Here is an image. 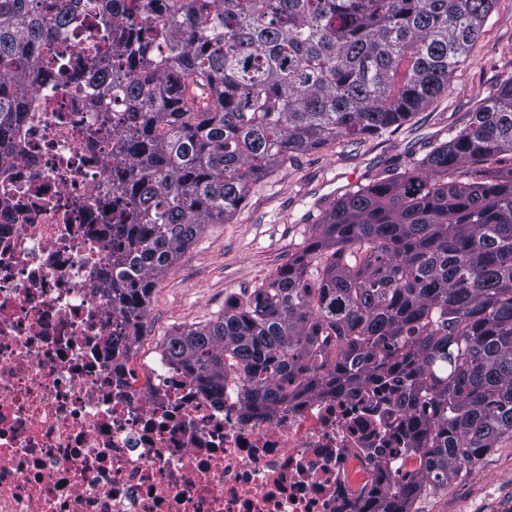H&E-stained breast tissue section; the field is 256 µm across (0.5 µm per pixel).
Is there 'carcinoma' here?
<instances>
[{"label": "carcinoma", "mask_w": 512, "mask_h": 512, "mask_svg": "<svg viewBox=\"0 0 512 512\" xmlns=\"http://www.w3.org/2000/svg\"><path fill=\"white\" fill-rule=\"evenodd\" d=\"M99 2L135 65L111 67L110 84L131 109L114 134L132 159L117 192L134 220L108 235L126 344L202 225L224 223L296 154L401 127L448 86L498 0H131L125 21L124 0ZM83 6L0 0V127L23 111L35 49ZM188 83L211 91L198 94L209 111L187 107ZM507 156L512 80L420 166L339 197L300 255L216 321L169 336L165 354L216 396L238 367L268 406L388 381L423 462L377 512H411L512 440V167L482 169Z\"/></svg>", "instance_id": "carcinoma-1"}]
</instances>
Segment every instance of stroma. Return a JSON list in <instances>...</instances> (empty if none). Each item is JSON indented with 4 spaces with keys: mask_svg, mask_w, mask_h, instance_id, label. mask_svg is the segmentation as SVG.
I'll use <instances>...</instances> for the list:
<instances>
[{
    "mask_svg": "<svg viewBox=\"0 0 512 512\" xmlns=\"http://www.w3.org/2000/svg\"><path fill=\"white\" fill-rule=\"evenodd\" d=\"M511 78L512 0H499L445 92L409 122L377 138H342L295 155L253 182L228 221L204 225L158 277L144 334L160 346L175 332L215 321L227 296L269 281L305 248L338 197L413 167ZM412 512H512V441L453 474L447 486L420 494Z\"/></svg>",
    "mask_w": 512,
    "mask_h": 512,
    "instance_id": "1",
    "label": "stroma"
}]
</instances>
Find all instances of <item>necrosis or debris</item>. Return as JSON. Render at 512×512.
<instances>
[{"mask_svg":"<svg viewBox=\"0 0 512 512\" xmlns=\"http://www.w3.org/2000/svg\"><path fill=\"white\" fill-rule=\"evenodd\" d=\"M94 52L85 0L0 132V512H373L421 459L393 386L267 408L237 368L215 397L146 338L116 346L102 229L128 164L104 124L128 106L89 85Z\"/></svg>","mask_w":512,"mask_h":512,"instance_id":"obj_1","label":"necrosis or debris"}]
</instances>
